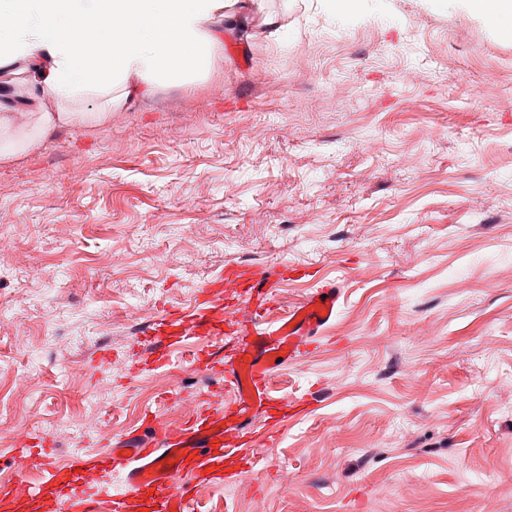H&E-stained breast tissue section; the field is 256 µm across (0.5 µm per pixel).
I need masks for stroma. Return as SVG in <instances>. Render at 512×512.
I'll list each match as a JSON object with an SVG mask.
<instances>
[{
	"label": "stroma",
	"instance_id": "1",
	"mask_svg": "<svg viewBox=\"0 0 512 512\" xmlns=\"http://www.w3.org/2000/svg\"><path fill=\"white\" fill-rule=\"evenodd\" d=\"M205 75L43 133L21 69L0 134V446L100 451L212 374L148 369L144 329L230 263L343 305L275 375L312 414L202 512H512V34L462 0H264ZM295 479L282 496L280 469Z\"/></svg>",
	"mask_w": 512,
	"mask_h": 512
}]
</instances>
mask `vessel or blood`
Wrapping results in <instances>:
<instances>
[{"label":"vessel or blood","instance_id":"1","mask_svg":"<svg viewBox=\"0 0 512 512\" xmlns=\"http://www.w3.org/2000/svg\"><path fill=\"white\" fill-rule=\"evenodd\" d=\"M279 283L277 268L232 266L198 289L191 313H165L156 322L168 330L165 337L149 340L160 367L171 365L175 351L197 349L228 330L236 335L217 379L231 404L220 409L205 395L176 392V399L192 408L191 420L151 418L147 428L113 440L103 453L75 455L63 463L21 441L12 451L15 465L38 468L51 494H38L32 483L0 481V512H195L200 486L237 482L255 466L257 443L273 446L290 420L288 399L270 391L272 378L318 343L341 306L336 284L321 281L288 314L266 321ZM228 288L238 292L229 311L224 308ZM116 471L124 474L123 488L112 491L108 483Z\"/></svg>","mask_w":512,"mask_h":512}]
</instances>
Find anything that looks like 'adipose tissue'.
I'll return each mask as SVG.
<instances>
[{
  "label": "adipose tissue",
  "mask_w": 512,
  "mask_h": 512,
  "mask_svg": "<svg viewBox=\"0 0 512 512\" xmlns=\"http://www.w3.org/2000/svg\"><path fill=\"white\" fill-rule=\"evenodd\" d=\"M284 26L253 0H0V68L21 65L33 91L64 103L110 91L109 108L208 72L221 30Z\"/></svg>",
  "instance_id": "1"
}]
</instances>
